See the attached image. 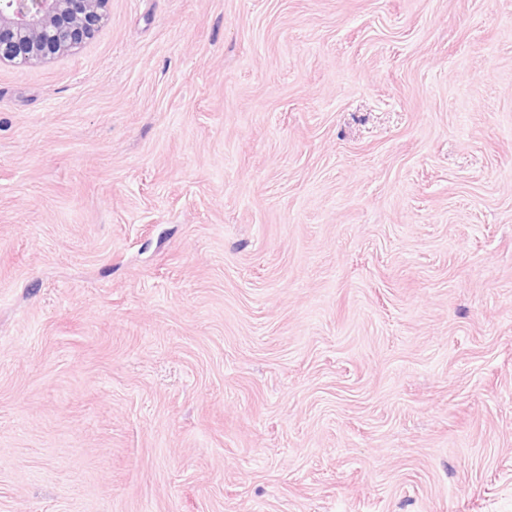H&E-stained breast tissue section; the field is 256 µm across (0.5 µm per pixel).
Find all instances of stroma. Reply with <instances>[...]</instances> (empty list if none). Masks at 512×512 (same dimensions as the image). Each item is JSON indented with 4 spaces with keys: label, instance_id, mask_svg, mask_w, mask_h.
Here are the masks:
<instances>
[{
    "label": "stroma",
    "instance_id": "35a3bbf8",
    "mask_svg": "<svg viewBox=\"0 0 512 512\" xmlns=\"http://www.w3.org/2000/svg\"><path fill=\"white\" fill-rule=\"evenodd\" d=\"M0 512H512V0L0 63Z\"/></svg>",
    "mask_w": 512,
    "mask_h": 512
}]
</instances>
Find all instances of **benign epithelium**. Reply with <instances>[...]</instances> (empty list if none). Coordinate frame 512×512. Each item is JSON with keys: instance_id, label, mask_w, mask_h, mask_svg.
<instances>
[{"instance_id": "benign-epithelium-1", "label": "benign epithelium", "mask_w": 512, "mask_h": 512, "mask_svg": "<svg viewBox=\"0 0 512 512\" xmlns=\"http://www.w3.org/2000/svg\"><path fill=\"white\" fill-rule=\"evenodd\" d=\"M108 0H0V62L37 65L92 39Z\"/></svg>"}]
</instances>
